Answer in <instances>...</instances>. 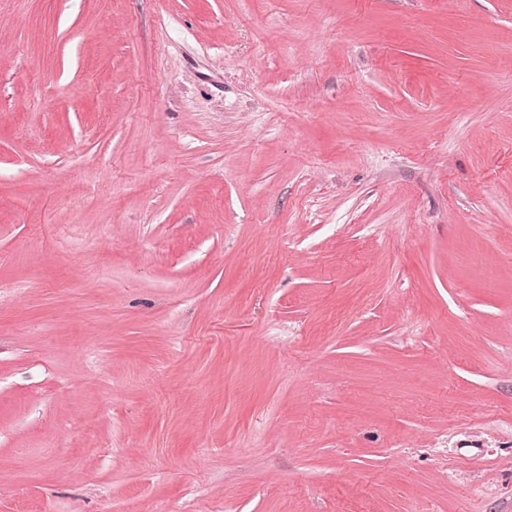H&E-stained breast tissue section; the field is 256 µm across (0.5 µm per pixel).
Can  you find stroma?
Instances as JSON below:
<instances>
[{"label": "stroma", "instance_id": "obj_1", "mask_svg": "<svg viewBox=\"0 0 512 512\" xmlns=\"http://www.w3.org/2000/svg\"><path fill=\"white\" fill-rule=\"evenodd\" d=\"M0 512H512V0H0Z\"/></svg>", "mask_w": 512, "mask_h": 512}]
</instances>
